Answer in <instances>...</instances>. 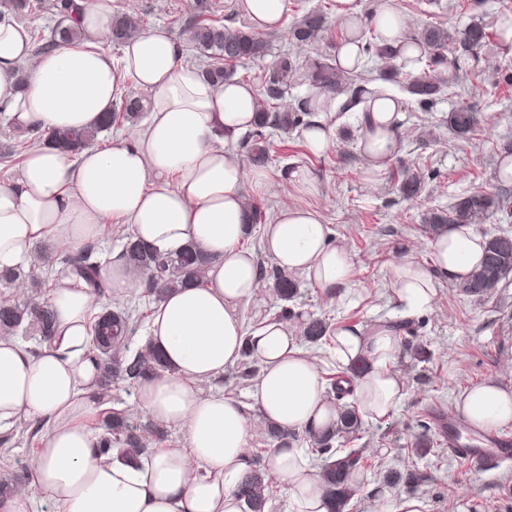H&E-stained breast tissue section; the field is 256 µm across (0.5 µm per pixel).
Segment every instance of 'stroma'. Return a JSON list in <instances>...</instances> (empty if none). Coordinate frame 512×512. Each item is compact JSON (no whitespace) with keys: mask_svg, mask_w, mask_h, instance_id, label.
Wrapping results in <instances>:
<instances>
[{"mask_svg":"<svg viewBox=\"0 0 512 512\" xmlns=\"http://www.w3.org/2000/svg\"><path fill=\"white\" fill-rule=\"evenodd\" d=\"M195 0H113L114 13L141 16L145 29L166 28L176 38L194 14ZM406 22L405 35L426 24L461 28L480 19L494 25L498 14L512 11V0H450V9H439L426 0H394ZM288 18L296 20L306 10H321L324 31L311 43H293L287 28L265 33L269 44L266 61L237 64L238 80L261 90L269 62L289 56L298 73L281 101L291 107L309 100L314 90L305 73L309 60H336V45L345 27L336 16L335 0H287ZM474 72L444 91L432 111L417 109L404 88L384 79L382 62L367 74L368 87L396 96L400 102L401 143L381 181H365V158L359 146L360 110L337 115L334 144L321 155L306 148L300 130L281 135L278 156L265 164L270 186L256 203L267 217L287 206L301 205L317 211L330 229L332 243L352 257L351 287L340 298H325L307 279H300L293 301L282 303L272 286L274 266L262 255V229L254 227L243 239L245 247L259 253L266 286L262 294L238 307L250 328L279 317L289 307L291 320L300 324L310 317L328 318L331 327L370 329L380 322L409 321L401 334L402 353L392 369L405 383V397L386 418L363 421L355 440L361 448L364 484L345 512H371L379 499L399 503L415 500L420 512H512V465L495 464L473 471L448 451L435 415L457 417L455 404L470 387L489 381L512 386V282L484 297H466L456 284L440 281L430 304L406 313L391 285L395 265L412 260L431 265L434 241L425 234L422 215L430 208L448 207L474 191L497 193L503 183L497 170L503 146L512 142V55L500 45L481 53ZM477 112L478 129L472 139L458 141L443 119L458 101ZM303 166L316 178L314 189L295 194L286 174ZM407 169L424 178L419 197L406 198L394 176ZM136 390L124 380L113 379L106 397L95 403L86 424L97 430L102 410L126 412L149 441L150 447L180 448L182 433L154 421L135 399ZM44 423L31 422L0 444V477L25 483L38 456Z\"/></svg>","mask_w":512,"mask_h":512,"instance_id":"35a3bbf8","label":"stroma"}]
</instances>
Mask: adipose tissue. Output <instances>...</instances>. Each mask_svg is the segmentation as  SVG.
<instances>
[{"label": "adipose tissue", "instance_id": "obj_1", "mask_svg": "<svg viewBox=\"0 0 512 512\" xmlns=\"http://www.w3.org/2000/svg\"><path fill=\"white\" fill-rule=\"evenodd\" d=\"M251 28L279 29L286 0H238ZM347 36L336 47L338 65H360L359 37L377 30L392 46L404 43L403 22L391 0L361 16L354 0H336ZM112 0H86L77 17L79 41L32 55L28 33L18 23L0 24V104L13 125L80 129L101 123L129 90L145 92L147 118L133 136L112 146L70 155L40 146L27 154L21 177L0 183V269L35 262V247L51 245L76 254L103 241L108 220L164 253L195 245L207 258L204 281L158 302L147 343L168 369L141 381L139 405L157 422L178 428L182 448H158L138 458L112 450L95 452L97 438L85 418L95 400L99 370L86 346L92 314L105 301L145 288L124 248L103 259V293L74 273L62 275L49 304L56 338L39 353L11 336H0V423L46 421L29 488L0 497V512H34L35 494L46 495L59 512H243L236 487L249 471L250 422L287 432L321 433L336 420L325 396L316 358L300 346L288 324L265 320L245 331L237 314L261 283L246 233L245 188L263 194L267 174L254 168L243 184V166L224 150L223 134L253 128L256 94L235 80L216 84L183 60L182 43L158 27L123 44L112 56L100 41L110 32ZM314 117L302 129L311 153L326 151L336 137V98L314 96ZM361 147L368 160L366 182H377L399 147L400 104L380 93L368 103ZM330 230L312 210L282 208L263 229L273 264L306 273L327 298L350 287L352 260L331 245ZM484 239L469 224L451 225L434 241V266L407 261L392 275L396 298L407 310L425 308L439 280L462 281L480 263ZM51 261L50 253L41 256ZM333 351L339 365L366 362L349 387L365 418L386 417L401 403L404 385L391 365L401 338L388 323L370 331L337 328ZM260 363L252 384V408L233 398L205 393L202 383L236 365L243 351ZM456 408L475 427L490 430L512 421V389L484 382L465 391ZM284 488L290 512H328L320 478L303 449L280 444L265 460Z\"/></svg>", "mask_w": 512, "mask_h": 512}]
</instances>
